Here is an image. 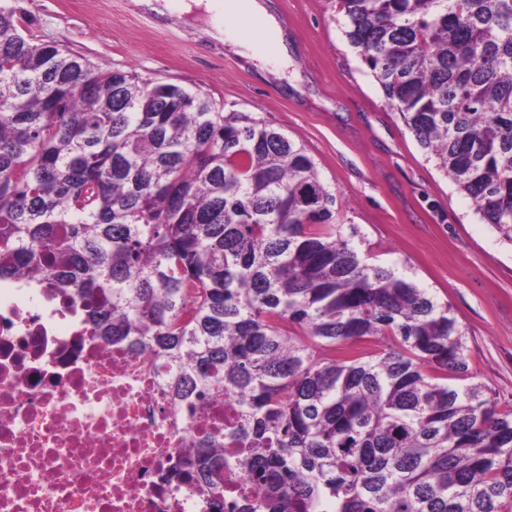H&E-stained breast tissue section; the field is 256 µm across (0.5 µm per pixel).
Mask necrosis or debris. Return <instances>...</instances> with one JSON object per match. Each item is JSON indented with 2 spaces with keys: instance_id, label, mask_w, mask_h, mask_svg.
Returning <instances> with one entry per match:
<instances>
[{
  "instance_id": "4bbe7bcc",
  "label": "necrosis or debris",
  "mask_w": 512,
  "mask_h": 512,
  "mask_svg": "<svg viewBox=\"0 0 512 512\" xmlns=\"http://www.w3.org/2000/svg\"><path fill=\"white\" fill-rule=\"evenodd\" d=\"M81 305L0 278V512H213L184 449L242 447L239 404L178 400L149 346L94 336Z\"/></svg>"
}]
</instances>
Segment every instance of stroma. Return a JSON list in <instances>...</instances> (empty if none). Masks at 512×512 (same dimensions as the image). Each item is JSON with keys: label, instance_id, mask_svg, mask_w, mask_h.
<instances>
[{"label": "stroma", "instance_id": "obj_1", "mask_svg": "<svg viewBox=\"0 0 512 512\" xmlns=\"http://www.w3.org/2000/svg\"><path fill=\"white\" fill-rule=\"evenodd\" d=\"M165 15L132 0H0L38 41L208 94L304 147L336 196V221L358 231L372 264L396 269L450 305L466 332L471 374L512 408V243L476 214L428 158L343 28L338 0H271L289 61L262 64L203 36L215 13Z\"/></svg>", "mask_w": 512, "mask_h": 512}]
</instances>
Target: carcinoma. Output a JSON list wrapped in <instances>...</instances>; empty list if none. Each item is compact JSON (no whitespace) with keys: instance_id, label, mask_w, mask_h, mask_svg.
I'll return each mask as SVG.
<instances>
[{"instance_id":"carcinoma-1","label":"carcinoma","mask_w":512,"mask_h":512,"mask_svg":"<svg viewBox=\"0 0 512 512\" xmlns=\"http://www.w3.org/2000/svg\"><path fill=\"white\" fill-rule=\"evenodd\" d=\"M438 167L512 243V0H338ZM0 6V278L69 289L176 394L238 397L255 503L220 512H512V409L466 333L368 263L311 158L247 112L107 70ZM61 105L64 111H55ZM198 475L224 498V459Z\"/></svg>"}]
</instances>
